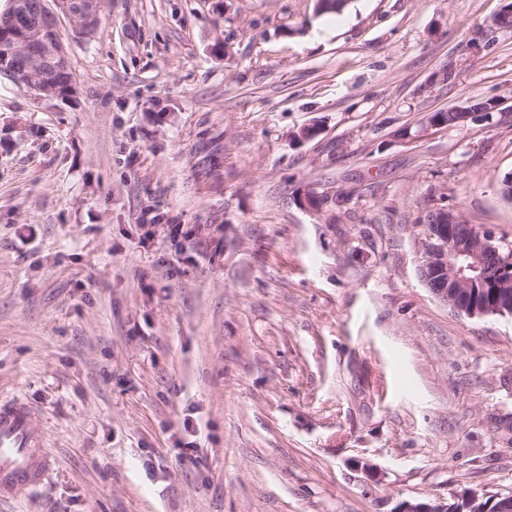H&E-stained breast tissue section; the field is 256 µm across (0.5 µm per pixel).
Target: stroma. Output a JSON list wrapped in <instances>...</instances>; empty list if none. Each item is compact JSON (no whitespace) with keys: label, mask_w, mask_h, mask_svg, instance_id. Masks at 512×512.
I'll return each instance as SVG.
<instances>
[{"label":"stroma","mask_w":512,"mask_h":512,"mask_svg":"<svg viewBox=\"0 0 512 512\" xmlns=\"http://www.w3.org/2000/svg\"><path fill=\"white\" fill-rule=\"evenodd\" d=\"M511 3L112 0L75 99L0 74V400L52 459L0 512L512 492V317L417 272L435 207L512 245Z\"/></svg>","instance_id":"35a3bbf8"}]
</instances>
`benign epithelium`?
Here are the masks:
<instances>
[{"label": "benign epithelium", "instance_id": "obj_1", "mask_svg": "<svg viewBox=\"0 0 512 512\" xmlns=\"http://www.w3.org/2000/svg\"><path fill=\"white\" fill-rule=\"evenodd\" d=\"M13 10L5 27L11 29L0 41V55L19 60L10 72L16 80H43L49 66L69 59L60 36V19L76 25L97 22L107 0H12ZM430 231L420 237L418 274L431 294L452 312L470 318L486 315L512 316V299L497 295L489 305L477 304L472 288L485 276L498 272L500 280L493 288L512 285V246L506 245L487 228L465 223L462 215L446 208L427 212ZM486 496L470 490L456 494V505L443 498L403 501L395 512H490L484 506Z\"/></svg>", "mask_w": 512, "mask_h": 512}]
</instances>
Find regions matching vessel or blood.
<instances>
[{
    "label": "vessel or blood",
    "instance_id": "vessel-or-blood-1",
    "mask_svg": "<svg viewBox=\"0 0 512 512\" xmlns=\"http://www.w3.org/2000/svg\"><path fill=\"white\" fill-rule=\"evenodd\" d=\"M50 470V454L22 401H0V499L40 485Z\"/></svg>",
    "mask_w": 512,
    "mask_h": 512
}]
</instances>
